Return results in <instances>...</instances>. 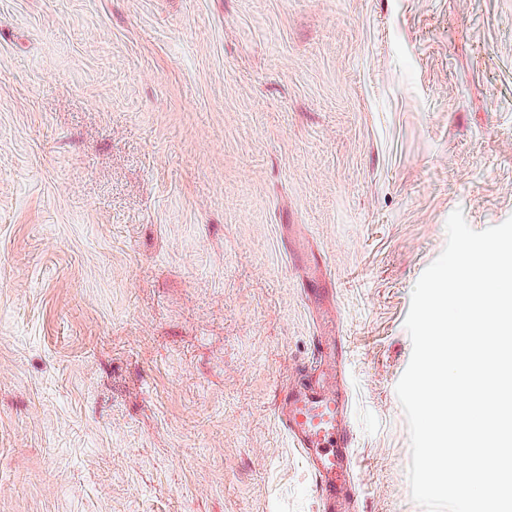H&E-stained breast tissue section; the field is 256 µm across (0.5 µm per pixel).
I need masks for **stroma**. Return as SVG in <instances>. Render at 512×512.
Listing matches in <instances>:
<instances>
[{
	"label": "stroma",
	"mask_w": 512,
	"mask_h": 512,
	"mask_svg": "<svg viewBox=\"0 0 512 512\" xmlns=\"http://www.w3.org/2000/svg\"><path fill=\"white\" fill-rule=\"evenodd\" d=\"M462 209L512 216V0H0V512H321L277 388L341 338L357 512Z\"/></svg>",
	"instance_id": "1"
}]
</instances>
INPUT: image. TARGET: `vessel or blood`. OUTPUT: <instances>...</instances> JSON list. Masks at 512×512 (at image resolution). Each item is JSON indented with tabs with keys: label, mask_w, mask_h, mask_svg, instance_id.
I'll return each instance as SVG.
<instances>
[{
	"label": "vessel or blood",
	"mask_w": 512,
	"mask_h": 512,
	"mask_svg": "<svg viewBox=\"0 0 512 512\" xmlns=\"http://www.w3.org/2000/svg\"><path fill=\"white\" fill-rule=\"evenodd\" d=\"M319 359L307 383L277 394V419L294 447L300 448L315 476L322 512H337L355 495L347 478L356 466L349 400L331 390L325 368L336 365V344L318 341Z\"/></svg>",
	"instance_id": "1"
}]
</instances>
